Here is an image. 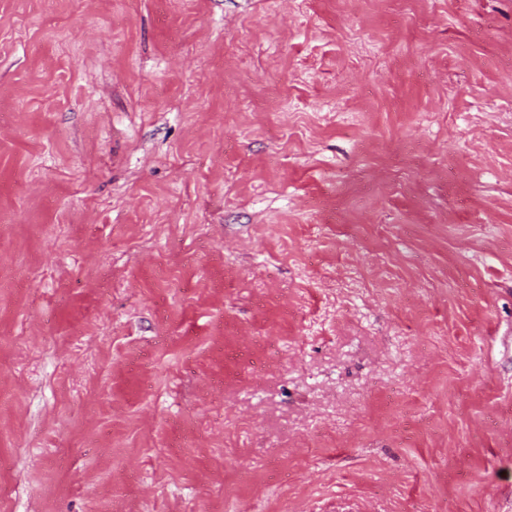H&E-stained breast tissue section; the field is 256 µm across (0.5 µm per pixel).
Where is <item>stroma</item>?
Segmentation results:
<instances>
[{
  "label": "stroma",
  "instance_id": "stroma-1",
  "mask_svg": "<svg viewBox=\"0 0 512 512\" xmlns=\"http://www.w3.org/2000/svg\"><path fill=\"white\" fill-rule=\"evenodd\" d=\"M0 512H512V0H0Z\"/></svg>",
  "mask_w": 512,
  "mask_h": 512
}]
</instances>
